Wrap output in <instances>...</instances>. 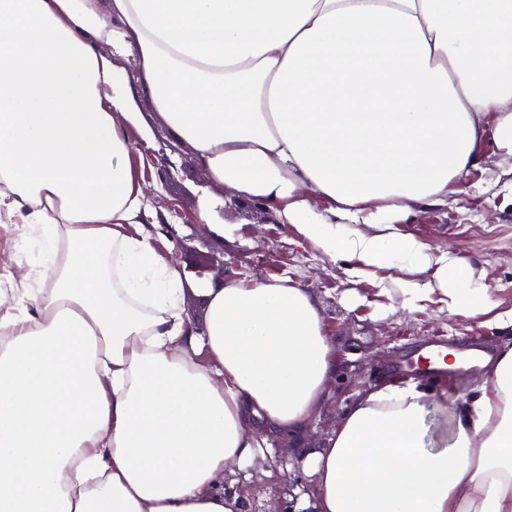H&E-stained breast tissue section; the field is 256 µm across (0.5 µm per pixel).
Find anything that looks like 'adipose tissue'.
<instances>
[{
  "mask_svg": "<svg viewBox=\"0 0 512 512\" xmlns=\"http://www.w3.org/2000/svg\"><path fill=\"white\" fill-rule=\"evenodd\" d=\"M140 89L210 182L348 275L402 264L430 275L400 280L406 308L512 326L391 230L447 207L485 125L512 175V0H0V211L43 245L0 312V512H241L228 475L330 394L335 343L290 279L207 286L187 314L130 162ZM483 369L448 448L418 380L356 399L300 451V512H512V343Z\"/></svg>",
  "mask_w": 512,
  "mask_h": 512,
  "instance_id": "ef3b65f1",
  "label": "adipose tissue"
}]
</instances>
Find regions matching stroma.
Wrapping results in <instances>:
<instances>
[{"label": "stroma", "mask_w": 512, "mask_h": 512, "mask_svg": "<svg viewBox=\"0 0 512 512\" xmlns=\"http://www.w3.org/2000/svg\"><path fill=\"white\" fill-rule=\"evenodd\" d=\"M125 131L134 146L131 164L144 186L145 204L162 219L154 245L172 254L184 272L183 303L192 318H204L200 289L214 282L211 266L219 261L225 278L287 277L317 301L336 344L337 366L330 382L332 395L311 420L304 447H321L348 405L366 391L413 377V370L398 369L397 363L419 346L437 341L463 348L475 342L490 349L512 341V327H481L448 314L434 302L409 310L400 296L380 294V287L391 288L396 280L409 278L408 269L394 267L367 278H350L345 262L299 243L290 225L269 223V208L237 201L226 188L210 183L195 166L191 148L169 135L147 94L139 95L138 113L134 121L126 122ZM499 162L492 137H485L479 168L462 179L447 208L415 209L395 230L450 251L506 310L512 308V185L496 181ZM207 200L216 203L213 224L231 225L230 234L219 237L213 224L197 223ZM27 231L19 218L0 215V295L12 296L20 285L13 245ZM477 376L472 369L428 380L429 447L451 446L453 414ZM287 464L272 476L257 472L251 481L238 485L247 512H283L310 487L311 477L300 458L291 457Z\"/></svg>", "instance_id": "stroma-1"}]
</instances>
